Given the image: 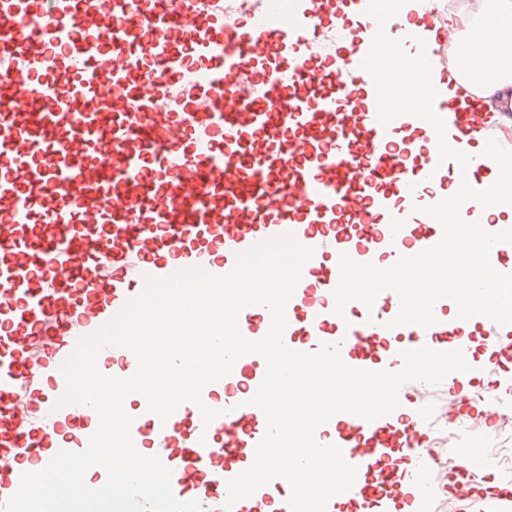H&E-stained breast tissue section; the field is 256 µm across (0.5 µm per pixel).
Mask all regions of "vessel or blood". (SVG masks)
Masks as SVG:
<instances>
[{
	"mask_svg": "<svg viewBox=\"0 0 512 512\" xmlns=\"http://www.w3.org/2000/svg\"><path fill=\"white\" fill-rule=\"evenodd\" d=\"M369 0H0V512L17 492L18 455L41 457L55 430L92 431L84 405L56 407L60 371L80 337L139 295L146 277L200 268L230 273L239 253L293 235L314 254L286 307L285 342L340 343L343 361L371 369L389 336L432 346L437 323L391 327L400 298L341 318L339 257L387 265L434 246L440 224L424 207L449 182L477 189L512 152V124L448 92L447 0H408L386 25L409 54L426 49L434 109L467 168L440 161L425 120H378L362 62L377 31ZM242 335H265L258 311ZM113 376L137 369L125 348ZM266 374L239 358L224 386L231 411L204 423L186 402L168 418L133 410L134 443L171 471L182 501L207 512H290L281 478L225 509L227 482L254 462L265 435L251 405ZM328 428L363 467L389 438L381 420L335 415Z\"/></svg>",
	"mask_w": 512,
	"mask_h": 512,
	"instance_id": "1",
	"label": "vessel or blood"
}]
</instances>
